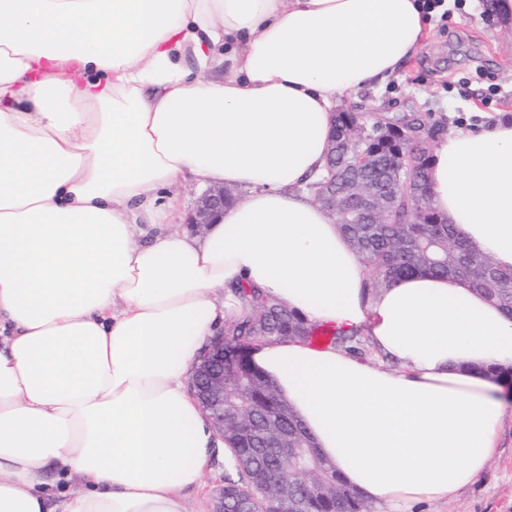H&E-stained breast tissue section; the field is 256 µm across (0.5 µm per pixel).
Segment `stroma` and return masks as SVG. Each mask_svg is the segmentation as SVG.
I'll return each mask as SVG.
<instances>
[{"label": "stroma", "mask_w": 512, "mask_h": 512, "mask_svg": "<svg viewBox=\"0 0 512 512\" xmlns=\"http://www.w3.org/2000/svg\"><path fill=\"white\" fill-rule=\"evenodd\" d=\"M433 36L407 67L383 87L337 99V106L362 114L432 113L457 123L487 124L512 113V15L490 13L486 0H442ZM224 485V451L214 449L199 489L184 498L186 512H211ZM418 512H512V410L503 419L499 454L473 484L448 501L425 503Z\"/></svg>", "instance_id": "stroma-1"}]
</instances>
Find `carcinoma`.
Segmentation results:
<instances>
[{
	"label": "carcinoma",
	"instance_id": "obj_1",
	"mask_svg": "<svg viewBox=\"0 0 512 512\" xmlns=\"http://www.w3.org/2000/svg\"><path fill=\"white\" fill-rule=\"evenodd\" d=\"M333 134L336 135V190L358 168L359 149L374 155L367 178L379 195L388 194V185L398 180L397 168L406 150H411L417 164L414 179L405 195L388 216L376 224L352 220L345 208L336 207V224L361 258L368 272V287L385 288L402 276L428 272L466 281L472 288L502 308L512 317V270H503L473 250L460 230L444 223L434 211L428 194L426 170L436 139L443 131L442 123L431 119V113H414L395 117L387 115L368 125L358 112H337ZM331 336V342L354 351V336L330 332L307 325L288 309L256 298L255 310L246 320L224 331V361L256 342H273L301 337L310 342L317 336ZM250 412L257 422L270 413L280 415L291 438L306 447H314L310 435L296 420L288 405L253 369H248ZM230 464L235 474L224 476V499L231 503L245 495L255 483L264 481L274 494L280 484L288 483V494L303 493L304 484L288 464L280 461L273 450L257 455L250 444L241 442L231 448ZM322 465L331 483L314 503L312 512H373V506L352 493L326 460Z\"/></svg>",
	"mask_w": 512,
	"mask_h": 512
}]
</instances>
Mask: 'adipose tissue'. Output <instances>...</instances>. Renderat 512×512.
<instances>
[{"instance_id": "adipose-tissue-1", "label": "adipose tissue", "mask_w": 512, "mask_h": 512, "mask_svg": "<svg viewBox=\"0 0 512 512\" xmlns=\"http://www.w3.org/2000/svg\"><path fill=\"white\" fill-rule=\"evenodd\" d=\"M432 17L424 0H0V512H185L216 436L187 380L254 289L376 351L285 338L249 360L377 512L485 471L512 320L449 276L368 288L304 189L335 99L405 67ZM189 175L241 193L200 237L176 228ZM427 181L511 269L512 114L440 136Z\"/></svg>"}]
</instances>
